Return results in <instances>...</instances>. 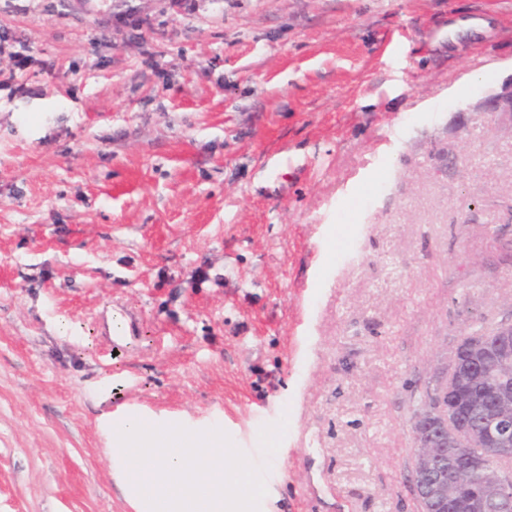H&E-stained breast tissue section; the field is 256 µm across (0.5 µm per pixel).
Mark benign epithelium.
I'll list each match as a JSON object with an SVG mask.
<instances>
[{"instance_id":"obj_1","label":"benign epithelium","mask_w":512,"mask_h":512,"mask_svg":"<svg viewBox=\"0 0 512 512\" xmlns=\"http://www.w3.org/2000/svg\"><path fill=\"white\" fill-rule=\"evenodd\" d=\"M512 112V87L490 102ZM496 339L464 340L452 350L434 393L412 421L415 440L411 482L417 501L430 499L440 512H512V471L486 466L478 452L512 447V320ZM486 420L471 425L459 415Z\"/></svg>"}]
</instances>
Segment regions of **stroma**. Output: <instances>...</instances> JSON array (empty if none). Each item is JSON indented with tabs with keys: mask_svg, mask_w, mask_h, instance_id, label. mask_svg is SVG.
<instances>
[{
	"mask_svg": "<svg viewBox=\"0 0 512 512\" xmlns=\"http://www.w3.org/2000/svg\"><path fill=\"white\" fill-rule=\"evenodd\" d=\"M0 36V512H133L124 404L223 424L260 512H417L412 419L512 317V0H0ZM448 27V38L452 36L457 39H476L482 36L484 18L482 15L459 18L450 13Z\"/></svg>",
	"mask_w": 512,
	"mask_h": 512,
	"instance_id": "1",
	"label": "stroma"
}]
</instances>
